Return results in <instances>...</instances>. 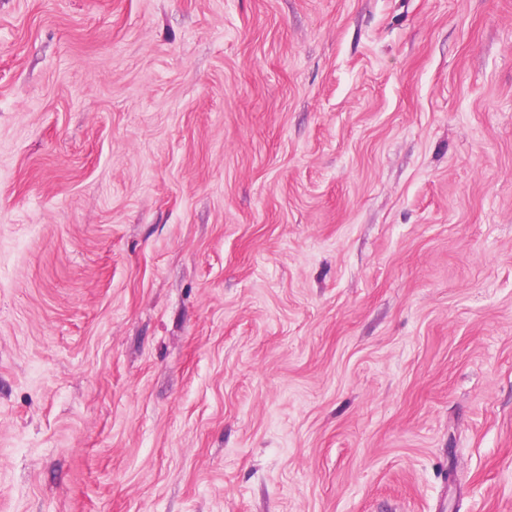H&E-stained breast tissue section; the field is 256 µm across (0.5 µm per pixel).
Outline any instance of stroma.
Listing matches in <instances>:
<instances>
[{"label": "stroma", "mask_w": 512, "mask_h": 512, "mask_svg": "<svg viewBox=\"0 0 512 512\" xmlns=\"http://www.w3.org/2000/svg\"><path fill=\"white\" fill-rule=\"evenodd\" d=\"M0 512H512V0H0Z\"/></svg>", "instance_id": "stroma-1"}]
</instances>
